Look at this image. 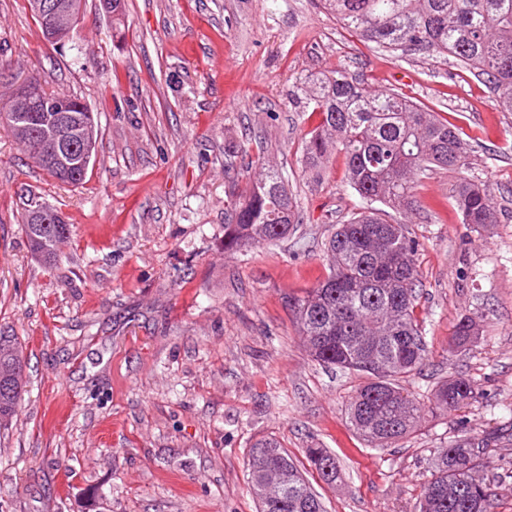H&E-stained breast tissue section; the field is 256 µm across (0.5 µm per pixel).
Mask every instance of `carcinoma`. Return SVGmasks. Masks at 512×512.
<instances>
[{
    "label": "carcinoma",
    "instance_id": "1",
    "mask_svg": "<svg viewBox=\"0 0 512 512\" xmlns=\"http://www.w3.org/2000/svg\"><path fill=\"white\" fill-rule=\"evenodd\" d=\"M343 28L386 52L451 55L497 94L512 112V0H323ZM308 101L318 118L303 141L305 165L325 163L331 148L343 154L350 186L364 206L337 225L326 243V277L288 297L300 336L319 363L368 376L347 406L353 430L375 447L414 432L425 408L398 384L426 360L427 344L415 316L419 288L418 243L388 210L420 209L415 185L433 168L461 173L468 145L459 128L429 107L393 91H372L344 71L308 78ZM461 223L474 232L498 223L489 192L463 176L454 194ZM38 198L27 200L20 224L31 253L55 260L70 237L68 224H29ZM300 206L281 174L269 171L234 193L225 213L224 249L273 244L300 223ZM479 335L476 321L461 315L453 343L467 348ZM22 345L0 333V429L13 425L22 396ZM471 381L444 378L435 407L457 411L476 401ZM483 442L452 440L436 456L419 512H490L492 494L475 473L484 465ZM306 458L327 485L341 479L336 456L306 449ZM249 487L259 512H326L300 466L273 438L256 441L248 463Z\"/></svg>",
    "mask_w": 512,
    "mask_h": 512
}]
</instances>
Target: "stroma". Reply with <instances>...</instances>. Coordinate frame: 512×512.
<instances>
[{
    "mask_svg": "<svg viewBox=\"0 0 512 512\" xmlns=\"http://www.w3.org/2000/svg\"><path fill=\"white\" fill-rule=\"evenodd\" d=\"M0 49L18 79L81 97L100 135L79 186L50 179L0 129V332L28 357L18 419L0 431V512H257L253 443L296 460L316 444L342 479L315 483L327 512H418L439 449L501 434L482 476L492 512H512V112L454 57L397 56L360 42L319 0H125L119 20L84 0L74 37L44 42L25 0H0ZM342 70L442 113L471 146L468 177L499 221L470 231L457 173L418 188L404 228L419 243L416 314L428 346L403 388L427 406L387 448L362 440L346 406L362 375L309 354L288 295L326 275L334 225L362 200L334 154L313 172L305 81ZM275 169L302 222L260 248L224 249L231 192ZM73 227L55 265L30 253L28 197ZM476 317L469 350L452 343ZM459 374L472 405L432 411ZM479 336V328L476 321L468 314L461 315L453 331V343L457 348L467 349Z\"/></svg>",
    "mask_w": 512,
    "mask_h": 512,
    "instance_id": "obj_1",
    "label": "stroma"
}]
</instances>
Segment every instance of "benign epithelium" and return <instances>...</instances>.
Returning a JSON list of instances; mask_svg holds the SVG:
<instances>
[{"instance_id":"benign-epithelium-1","label":"benign epithelium","mask_w":512,"mask_h":512,"mask_svg":"<svg viewBox=\"0 0 512 512\" xmlns=\"http://www.w3.org/2000/svg\"><path fill=\"white\" fill-rule=\"evenodd\" d=\"M28 7L40 20L46 43L58 45L72 39L82 0H28ZM5 106L16 133L29 141L38 160L63 176L90 165L98 129L69 113L64 99L52 100L40 84L26 81L14 86Z\"/></svg>"}]
</instances>
